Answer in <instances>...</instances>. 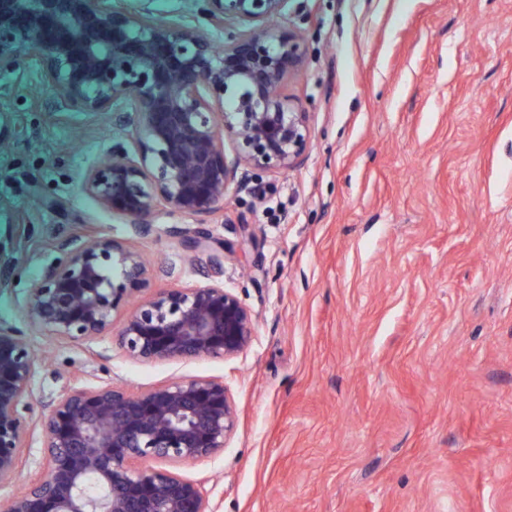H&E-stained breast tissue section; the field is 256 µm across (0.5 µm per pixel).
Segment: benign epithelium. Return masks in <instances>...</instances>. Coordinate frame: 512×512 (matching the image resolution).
Here are the masks:
<instances>
[{"label": "benign epithelium", "mask_w": 512, "mask_h": 512, "mask_svg": "<svg viewBox=\"0 0 512 512\" xmlns=\"http://www.w3.org/2000/svg\"><path fill=\"white\" fill-rule=\"evenodd\" d=\"M193 2L194 21L173 25L119 0H0V72L33 53L50 111L132 122L83 188L142 234L164 215L218 214L239 169L287 172L309 150L310 115L282 92L304 57L302 36L274 26L288 0ZM212 32L224 35L219 49ZM178 235L190 260L208 259L214 281L161 289L116 332L114 314L151 267L111 237L62 239V257L29 289L30 330L78 346L109 337L147 363L244 353L255 324L220 281L227 245L201 227ZM37 371L25 332L0 325V487L20 481ZM38 425L41 474L0 512H212L202 484L156 463L222 451L236 413L224 381L192 377L139 391L74 388L44 406Z\"/></svg>", "instance_id": "7a95c632"}]
</instances>
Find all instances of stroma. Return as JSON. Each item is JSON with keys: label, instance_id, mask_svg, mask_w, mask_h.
Returning <instances> with one entry per match:
<instances>
[{"label": "stroma", "instance_id": "1", "mask_svg": "<svg viewBox=\"0 0 512 512\" xmlns=\"http://www.w3.org/2000/svg\"><path fill=\"white\" fill-rule=\"evenodd\" d=\"M279 26L305 40L287 86L311 114L305 163L239 170L223 219L147 235L82 189L111 120L50 111L36 57L0 72L1 323L27 329V290L72 234L163 257L134 302L208 284L171 232L199 225L232 245L224 286L255 319L227 360L34 333L30 414L67 388L217 378L235 433L176 466L213 512H512V0H288Z\"/></svg>", "mask_w": 512, "mask_h": 512}]
</instances>
